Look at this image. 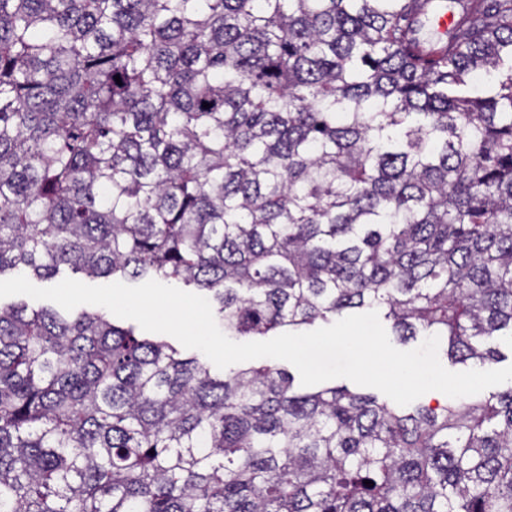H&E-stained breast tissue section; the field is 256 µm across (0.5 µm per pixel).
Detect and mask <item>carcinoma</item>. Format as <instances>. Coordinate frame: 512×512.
Listing matches in <instances>:
<instances>
[{
    "label": "carcinoma",
    "mask_w": 512,
    "mask_h": 512,
    "mask_svg": "<svg viewBox=\"0 0 512 512\" xmlns=\"http://www.w3.org/2000/svg\"><path fill=\"white\" fill-rule=\"evenodd\" d=\"M456 2L424 43L437 0H0V276L193 284L235 336L375 310L498 360L512 0ZM0 512H512V385L398 409L0 307ZM19 275L25 276L35 286L43 287V288L54 286V285L58 284L59 282H61L65 278H71V279H74V280H77V281H80L82 283H85L87 285H92V286L107 285V284H111V283H115V282H121L126 285H130V286H137V285L143 284L144 282H146L148 280L154 279L163 284L174 286L181 290H184V291H187L190 293H194V294H197V295L207 298L203 292L198 291L193 286H185L182 283L170 282L168 280L161 279V278H144V279H139V280H130L129 278L122 276L120 273H117L116 275H113V276L110 275L107 277L89 278V277L85 276L80 271H73L72 269H68V268L63 269L55 278L50 279V280H39L34 277L27 276V275H24L21 273H6L0 277V280L10 279V278H13V277H16Z\"/></svg>",
    "instance_id": "carcinoma-1"
}]
</instances>
